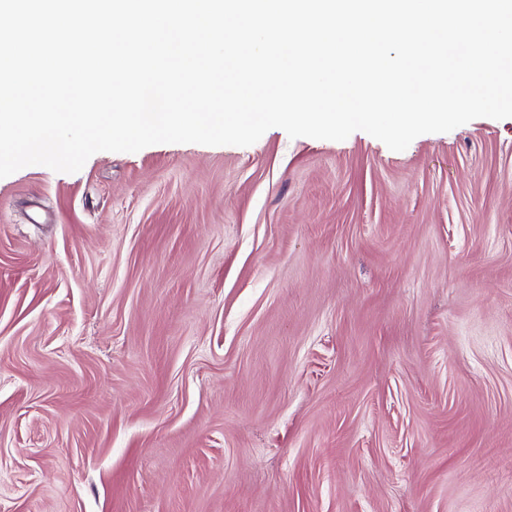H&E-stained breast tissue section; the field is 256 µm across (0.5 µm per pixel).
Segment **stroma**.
I'll use <instances>...</instances> for the list:
<instances>
[{"label": "stroma", "instance_id": "35a3bbf8", "mask_svg": "<svg viewBox=\"0 0 512 512\" xmlns=\"http://www.w3.org/2000/svg\"><path fill=\"white\" fill-rule=\"evenodd\" d=\"M0 512H512V118L0 178Z\"/></svg>", "mask_w": 512, "mask_h": 512}]
</instances>
